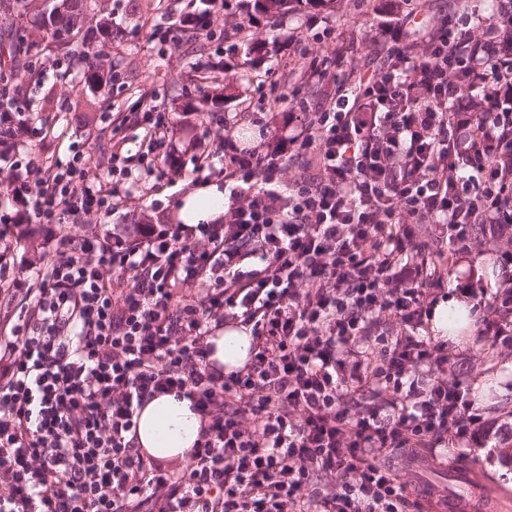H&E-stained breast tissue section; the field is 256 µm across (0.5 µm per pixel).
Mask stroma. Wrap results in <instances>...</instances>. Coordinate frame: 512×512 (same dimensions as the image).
<instances>
[{
    "label": "stroma",
    "mask_w": 512,
    "mask_h": 512,
    "mask_svg": "<svg viewBox=\"0 0 512 512\" xmlns=\"http://www.w3.org/2000/svg\"><path fill=\"white\" fill-rule=\"evenodd\" d=\"M401 2L336 0L331 6L322 4L289 15L283 28L275 27L273 18L261 14L242 34L235 32L234 20L213 14L208 18L207 31L198 34L169 28L171 18L184 11L188 0H96L88 24L108 17L118 31L105 48V60L112 65V81L100 91L93 111H83L79 93L85 81L82 68L64 53H48L44 64L23 83V96L32 103L34 125L45 132L44 137L35 139L32 149L52 154L58 152L61 143L80 142L81 168L89 176H103L108 141L90 137V130L119 122L129 151H137L140 132L133 123L134 106L139 102L150 105L165 115L174 132L182 151L183 176L151 181L144 177V164L128 162L132 175L140 179L141 197L131 202L119 200L109 215L92 213L84 222L92 229L108 230L125 223L127 212L136 208L148 215L150 223H178L179 202L196 188L190 143L206 133L215 139L226 132L239 142L260 143L259 123L269 117L265 108L268 100L280 98L277 115L284 123L299 99L311 96V88L299 86L288 63L284 46L290 30L300 32L303 50L368 61L379 49V26L395 22L396 7ZM223 62L237 67L232 84L215 76V65ZM176 73L182 80L174 85L169 77ZM471 256L479 260V267L456 263L445 276L440 295L459 291L472 280L480 281L491 296L503 288L499 253L477 249ZM472 311L470 332L449 343L456 359L448 376L468 387L485 384L498 365L512 363V348L503 346L496 348L490 360H471V350L485 341L483 332L490 317L481 299H474ZM474 405L483 415L486 439L466 448L438 449L437 456L449 464L460 458L469 460L495 486L511 494L512 485L501 473L499 451L512 445V381L506 392L500 393L497 408H490L483 398L475 399Z\"/></svg>",
    "instance_id": "obj_1"
}]
</instances>
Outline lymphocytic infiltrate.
<instances>
[{
  "label": "lymphocytic infiltrate",
  "instance_id": "f902f5d3",
  "mask_svg": "<svg viewBox=\"0 0 512 512\" xmlns=\"http://www.w3.org/2000/svg\"><path fill=\"white\" fill-rule=\"evenodd\" d=\"M470 0L441 23L406 11L373 62H300L304 100L275 147L231 138L220 224L47 238L22 266L0 249V512H411L400 453L474 441L482 417L449 380L447 342L417 337L473 224H512V56ZM495 105L482 116L473 96ZM27 103L0 88V224L78 223L111 211L87 181L26 151ZM137 155L171 159L164 116L143 112ZM304 175L287 185L292 162ZM443 224L446 251L412 225ZM249 329L235 371L210 336ZM204 423L189 460L147 461L137 419L155 396Z\"/></svg>",
  "mask_w": 512,
  "mask_h": 512
}]
</instances>
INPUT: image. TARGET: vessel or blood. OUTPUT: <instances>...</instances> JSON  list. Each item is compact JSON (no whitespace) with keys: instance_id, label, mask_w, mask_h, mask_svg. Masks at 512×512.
I'll return each instance as SVG.
<instances>
[{"instance_id":"obj_1","label":"vessel or blood","mask_w":512,"mask_h":512,"mask_svg":"<svg viewBox=\"0 0 512 512\" xmlns=\"http://www.w3.org/2000/svg\"><path fill=\"white\" fill-rule=\"evenodd\" d=\"M461 480L467 492L430 488V497L436 503L434 512H512V496L487 484L477 470L462 474Z\"/></svg>"}]
</instances>
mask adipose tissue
I'll list each match as a JSON object with an SVG mask.
<instances>
[{
  "label": "adipose tissue",
  "instance_id": "1",
  "mask_svg": "<svg viewBox=\"0 0 512 512\" xmlns=\"http://www.w3.org/2000/svg\"><path fill=\"white\" fill-rule=\"evenodd\" d=\"M228 199L214 183H208L188 193L179 211L184 224L195 225L221 217ZM211 342L214 351L210 363L224 371L243 367L249 358L251 336L242 328L227 327L216 332ZM203 426L201 417L189 400L162 395L152 399L141 410L136 435L141 448L159 461L187 460Z\"/></svg>",
  "mask_w": 512,
  "mask_h": 512
}]
</instances>
